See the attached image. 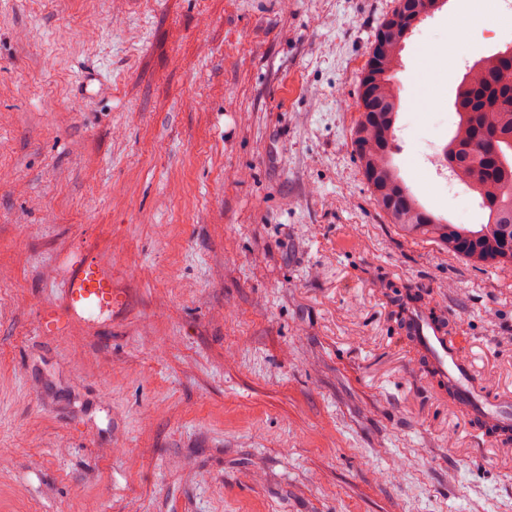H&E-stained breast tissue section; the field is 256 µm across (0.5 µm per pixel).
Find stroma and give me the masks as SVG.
<instances>
[{
  "instance_id": "obj_1",
  "label": "stroma",
  "mask_w": 512,
  "mask_h": 512,
  "mask_svg": "<svg viewBox=\"0 0 512 512\" xmlns=\"http://www.w3.org/2000/svg\"><path fill=\"white\" fill-rule=\"evenodd\" d=\"M395 6L0 0V512H512V443L472 431L391 302L420 291L512 395V271L404 237L353 157ZM510 45L498 0H448L401 52L393 163L453 224L485 215L427 155ZM92 258L108 320L63 302Z\"/></svg>"
}]
</instances>
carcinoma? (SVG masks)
Returning <instances> with one entry per match:
<instances>
[{"label": "carcinoma", "instance_id": "cac0c4a2", "mask_svg": "<svg viewBox=\"0 0 512 512\" xmlns=\"http://www.w3.org/2000/svg\"><path fill=\"white\" fill-rule=\"evenodd\" d=\"M447 0H415L417 21L442 10ZM414 26L394 10L382 19L359 83V116L352 146L371 195L390 223L408 236L425 237L476 266L512 267V47L472 64L457 87V124L448 140V169L475 192L484 224H450L420 204L393 164L399 99L394 75L402 45ZM399 312L426 307L421 295L396 291Z\"/></svg>", "mask_w": 512, "mask_h": 512}]
</instances>
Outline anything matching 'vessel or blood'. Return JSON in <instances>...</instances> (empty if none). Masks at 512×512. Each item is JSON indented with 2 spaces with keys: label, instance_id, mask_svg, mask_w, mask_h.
Segmentation results:
<instances>
[{
  "label": "vessel or blood",
  "instance_id": "vessel-or-blood-1",
  "mask_svg": "<svg viewBox=\"0 0 512 512\" xmlns=\"http://www.w3.org/2000/svg\"><path fill=\"white\" fill-rule=\"evenodd\" d=\"M64 304L72 312L81 306L102 313L111 311V274L98 261L84 263L68 284ZM407 318L421 357L435 376L452 386L457 403L466 410L475 431L501 442L512 438V397L494 396L483 390L471 364L459 356L427 310L409 307Z\"/></svg>",
  "mask_w": 512,
  "mask_h": 512
}]
</instances>
